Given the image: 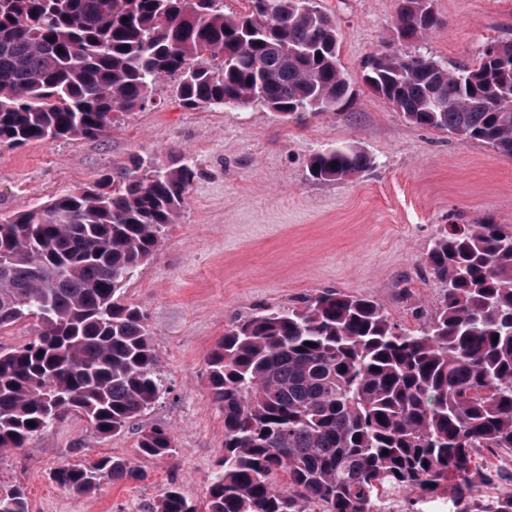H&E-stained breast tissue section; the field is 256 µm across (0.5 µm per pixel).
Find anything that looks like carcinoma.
Masks as SVG:
<instances>
[{"instance_id":"obj_1","label":"carcinoma","mask_w":512,"mask_h":512,"mask_svg":"<svg viewBox=\"0 0 512 512\" xmlns=\"http://www.w3.org/2000/svg\"><path fill=\"white\" fill-rule=\"evenodd\" d=\"M258 2L230 15L224 0H0V145L99 139L172 76L188 109L260 105L298 123L340 109L353 86L336 20L315 0H270L266 13ZM440 26L433 0H397L398 42ZM498 43L503 55L477 66L380 52L364 81L408 122L512 157V39ZM372 164L340 143L307 171L344 181ZM195 177L134 154L115 179L0 216V330L37 321L30 342L0 351V455L73 413L117 436L160 398L146 316L123 287ZM426 267L444 289L412 331L376 301L331 290L224 332L206 357L224 456L204 512H380L386 486L417 493L408 512L441 492L453 512H512L511 492L478 496L488 473L476 461L512 449V228L444 227ZM138 448L165 459L175 437L153 426ZM147 478L117 455L51 475L80 495ZM150 510L199 512L175 484ZM0 512H29L23 487L0 486Z\"/></svg>"}]
</instances>
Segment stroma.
Instances as JSON below:
<instances>
[{"label": "stroma", "instance_id": "35a3bbf8", "mask_svg": "<svg viewBox=\"0 0 512 512\" xmlns=\"http://www.w3.org/2000/svg\"><path fill=\"white\" fill-rule=\"evenodd\" d=\"M316 3L340 28L339 60L352 78L341 111L286 124L260 106L190 110L169 78L153 104L121 116L103 138L0 146L3 215L88 184L134 153L155 166L189 161L197 172L178 222L124 288L147 316L161 397L120 436L102 437L71 415L1 456L0 484L23 486L30 512H145L172 484L203 501L224 453L206 356L225 329L327 290L373 298L399 328L415 329L441 294L425 270L435 233L487 218L512 225V158L410 124L362 80L382 48L478 64L488 42L512 39V0H434L441 28L402 45L393 37L396 0ZM336 143L365 150L372 167L345 181L312 180L311 154ZM156 425L173 431L176 453L140 458L138 438ZM111 455L135 461L147 479L107 482L92 496L50 479L58 466Z\"/></svg>", "mask_w": 512, "mask_h": 512}]
</instances>
